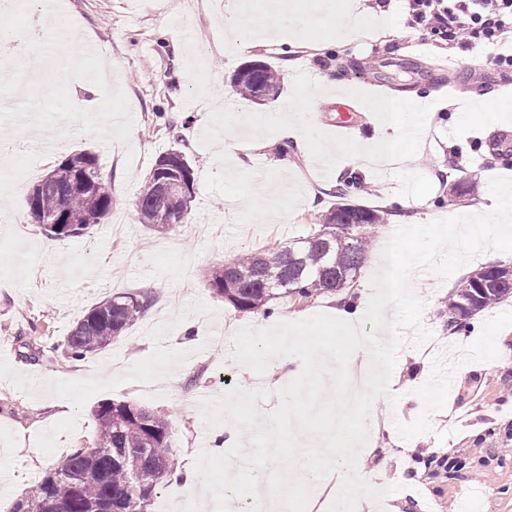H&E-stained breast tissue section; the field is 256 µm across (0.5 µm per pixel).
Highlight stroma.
Returning a JSON list of instances; mask_svg holds the SVG:
<instances>
[{
    "instance_id": "35a3bbf8",
    "label": "stroma",
    "mask_w": 512,
    "mask_h": 512,
    "mask_svg": "<svg viewBox=\"0 0 512 512\" xmlns=\"http://www.w3.org/2000/svg\"><path fill=\"white\" fill-rule=\"evenodd\" d=\"M308 43L284 40L269 47L226 37L227 24L241 30L266 24L262 14L239 13L218 0H198L182 10L174 0H143L130 12L128 0H60L83 43L97 44L110 88L128 100V141L103 142L81 127L65 141L57 130L15 134L0 131V461L12 474L0 495H24L74 448L98 430L95 407L129 401L163 414L170 423L169 452L176 463L196 455L215 430L199 404L211 392L266 391L261 416L279 405L274 369L258 374L235 356V329L269 328L297 321L333 305L325 294L308 302H277L271 314H242L212 294L204 277L214 264L239 253L305 236L336 204L340 175L371 185L351 188L348 202L387 210L374 236L373 252L343 297H370V278L381 253L401 226L471 214L489 192L492 178H512V154L491 152L501 136L512 138V69H490L486 53L435 42L414 27L403 0H391L385 28L368 29L348 45L331 36L346 19L345 8L368 12L366 0H340ZM269 62L281 76L282 104L308 106L318 138L300 133L280 152L274 128L260 141H224V115L261 114L231 83L244 62ZM481 81H473L475 72ZM330 83L355 110V122L338 131ZM407 101L422 133L374 123L369 100ZM391 145L398 159L383 168L363 152ZM177 148L198 160L192 221L161 234L139 224L135 201L156 159ZM89 149L112 184V211L104 223L74 239L48 237L29 219L32 186L65 156ZM465 182L468 195H451ZM411 200L408 209L399 208ZM475 256L447 278L430 272L409 281L425 304L422 324L432 337L425 346L405 340L397 353L392 397H380L371 413L384 427L376 452L360 462L377 470L375 488L391 487L382 504L363 500L364 512H512V299L472 316L465 330L448 335V300L473 270L488 265ZM148 290L152 307L124 335L99 353L67 360L44 350L62 340L95 304L115 293ZM436 452L418 463L417 449ZM458 461L448 469L439 461ZM203 487L162 482L148 512H200Z\"/></svg>"
}]
</instances>
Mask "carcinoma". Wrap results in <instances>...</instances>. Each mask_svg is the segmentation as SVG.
I'll use <instances>...</instances> for the list:
<instances>
[{
	"mask_svg": "<svg viewBox=\"0 0 512 512\" xmlns=\"http://www.w3.org/2000/svg\"><path fill=\"white\" fill-rule=\"evenodd\" d=\"M231 81L239 93L263 99L278 92L276 71L267 63L253 71L240 68ZM183 159L181 176L195 187L194 164L173 149L158 157L136 197L138 220L157 232L173 231L187 223L176 217L181 204L164 197L157 186V165L173 156ZM60 187L42 193L30 212L33 223L44 215L60 223L44 228L54 238H78L103 223L112 211L111 182L99 170L90 150L68 155L56 166ZM348 184L336 187L341 202L319 219L318 229L287 246L235 256L209 269L206 285L241 313H254L270 301L293 297L298 301L333 294L352 282L370 258L372 235L385 222V213L342 198ZM512 297V266H485L472 272L448 300V313L471 317L485 307ZM151 293H118L97 303L76 322L55 348L64 357L82 360L122 337L152 305ZM98 433L91 444L74 449L44 476L13 512H144L147 502L173 463L157 449L168 447L169 424L156 413L128 401L106 400L95 409Z\"/></svg>",
	"mask_w": 512,
	"mask_h": 512,
	"instance_id": "cac0c4a2",
	"label": "carcinoma"
}]
</instances>
